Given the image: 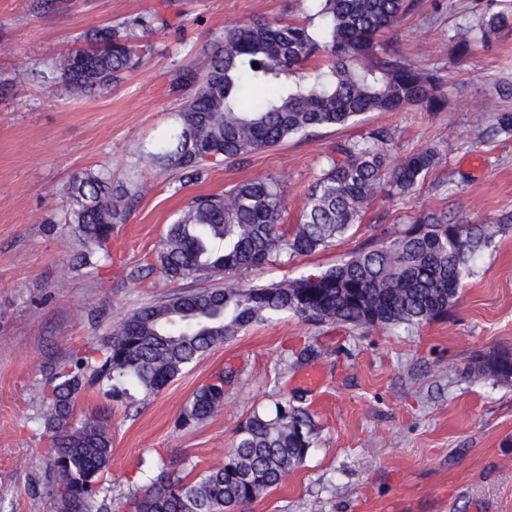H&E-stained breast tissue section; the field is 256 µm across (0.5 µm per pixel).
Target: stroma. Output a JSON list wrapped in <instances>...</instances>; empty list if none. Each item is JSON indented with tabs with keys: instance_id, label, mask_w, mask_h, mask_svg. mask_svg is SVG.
Returning a JSON list of instances; mask_svg holds the SVG:
<instances>
[{
	"instance_id": "obj_1",
	"label": "stroma",
	"mask_w": 512,
	"mask_h": 512,
	"mask_svg": "<svg viewBox=\"0 0 512 512\" xmlns=\"http://www.w3.org/2000/svg\"><path fill=\"white\" fill-rule=\"evenodd\" d=\"M383 37L415 67L443 78V111L373 112L357 123L294 136L201 182L143 169L137 156L176 127L175 80L203 69L225 31L256 19L309 22V0H0V512H46L51 483L39 435L42 393L78 349L98 346L139 308L197 288L144 273L195 196L267 176L279 181L296 222L326 152L371 131L391 137V162L423 147L436 166L411 193L378 197L345 236L307 256L231 276L272 284L346 259L382 228L422 211L489 224L493 243L443 316L406 327L354 330L290 314L252 325L185 368L159 392L112 401L84 375L77 415L105 413L112 461L103 492L120 502L146 488L166 463L188 479L221 466L253 411L298 399L314 424L304 464L238 512H512V383L467 376L482 355L512 353V136L494 130L512 111V31L460 53L459 27L476 24L487 0H415ZM140 15L166 25L140 66L82 101L50 81L53 62L86 48L88 32ZM25 66L24 92L11 85ZM105 171L125 208L112 230V265L76 269L70 187ZM315 355L298 362L304 348ZM224 376V404L188 428L177 419L193 392Z\"/></svg>"
}]
</instances>
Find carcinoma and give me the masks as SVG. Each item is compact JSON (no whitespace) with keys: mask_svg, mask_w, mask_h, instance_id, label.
Here are the masks:
<instances>
[{"mask_svg":"<svg viewBox=\"0 0 512 512\" xmlns=\"http://www.w3.org/2000/svg\"><path fill=\"white\" fill-rule=\"evenodd\" d=\"M318 27L260 20L229 30L224 45L209 54L206 71H182L186 91L178 112L181 127L137 162L176 170L187 181L203 179L210 164L240 162L293 136L343 127L370 112L446 106L439 76L379 53L380 39L413 6V0H316ZM502 13L482 18L477 39L489 44ZM164 35L166 27L138 16L98 28L89 48L59 57L51 75L67 97L83 100L98 88L138 68L145 45L131 29ZM267 93L255 101L247 89ZM438 153L426 147L390 163L382 131L347 139L324 156L297 223H288V203L279 182L259 177L221 195L192 200L169 225L149 268L171 281L221 278L305 256L328 246L361 219L378 196L411 192L435 167ZM71 223L84 250L77 264L112 261V228L126 212L112 202L108 175L87 173L73 186ZM494 231L488 224L421 212L401 229H383L373 244L319 272L271 285L232 284L168 294L126 318L92 355L78 357L54 376L43 393V434L52 484L49 512H112L100 498L112 460L106 416L74 420L82 371L106 382L118 402L134 386L153 394L224 340L281 314L315 324L338 322L352 329L413 326L448 311ZM498 383L512 382V362L493 354L471 368ZM224 402V374L202 385L183 407L177 425L203 421ZM313 424L293 401L274 411H256L237 429L234 448L220 467L195 481L165 470L146 488L128 495L123 512H236L280 484L313 445Z\"/></svg>","mask_w":512,"mask_h":512,"instance_id":"obj_1","label":"carcinoma"}]
</instances>
